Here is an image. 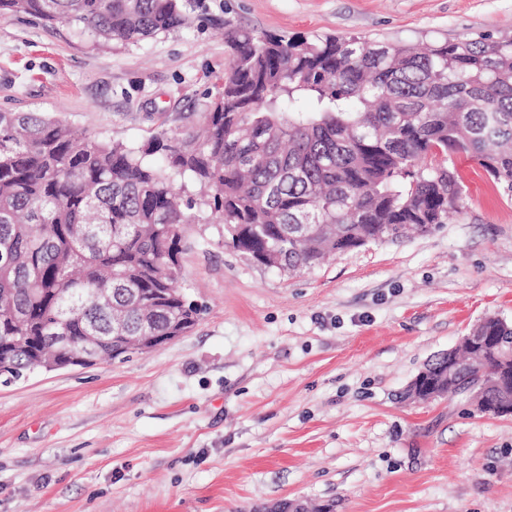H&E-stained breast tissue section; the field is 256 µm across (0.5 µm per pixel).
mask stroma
Instances as JSON below:
<instances>
[{"instance_id": "obj_1", "label": "stroma", "mask_w": 512, "mask_h": 512, "mask_svg": "<svg viewBox=\"0 0 512 512\" xmlns=\"http://www.w3.org/2000/svg\"><path fill=\"white\" fill-rule=\"evenodd\" d=\"M190 26L96 48L0 20V110L136 145L205 109L224 26L421 48L512 38V0H195ZM465 218L290 275L184 225L187 334L128 359L0 381V512H512V415L407 397L484 318L512 323V195L464 155Z\"/></svg>"}]
</instances>
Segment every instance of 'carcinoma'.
<instances>
[{
	"mask_svg": "<svg viewBox=\"0 0 512 512\" xmlns=\"http://www.w3.org/2000/svg\"><path fill=\"white\" fill-rule=\"evenodd\" d=\"M67 21L96 48L187 25V0H0V19ZM234 68L208 88L200 123L158 118L140 146L77 136L40 112L0 111V376L60 361L98 336H165L201 309L177 288L182 226L222 225L243 255L293 271L328 254L403 240L460 214L448 157L476 161L512 193V40L435 41L423 52L358 37L309 41L225 26ZM184 179L182 198L166 171ZM462 365L455 387L511 363Z\"/></svg>",
	"mask_w": 512,
	"mask_h": 512,
	"instance_id": "carcinoma-1",
	"label": "carcinoma"
}]
</instances>
